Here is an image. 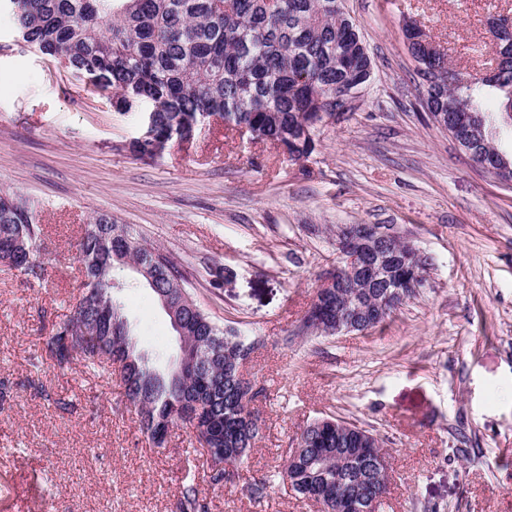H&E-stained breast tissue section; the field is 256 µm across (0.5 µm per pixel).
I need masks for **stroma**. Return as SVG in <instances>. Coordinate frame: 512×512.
<instances>
[{"mask_svg":"<svg viewBox=\"0 0 512 512\" xmlns=\"http://www.w3.org/2000/svg\"><path fill=\"white\" fill-rule=\"evenodd\" d=\"M373 61L361 104L308 158L201 123L189 146L138 158L139 109L16 46L0 14V192L44 233L43 281L0 266V512H176L195 480L211 512H317L275 481L314 419L373 430L391 456L381 512H512V188L476 166L427 112L402 35L413 17L449 61L492 71L489 28L512 0H342ZM129 225L187 275L222 326L260 339L248 368L262 432L222 488L190 429L154 447L118 371L45 353L80 293L76 243L97 214ZM340 224L398 228L429 259L426 283L383 326L301 336ZM112 278L138 351L176 353L169 320L132 272Z\"/></svg>","mask_w":512,"mask_h":512,"instance_id":"1","label":"stroma"}]
</instances>
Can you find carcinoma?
Instances as JSON below:
<instances>
[{
	"label": "carcinoma",
	"instance_id": "cac0c4a2",
	"mask_svg": "<svg viewBox=\"0 0 512 512\" xmlns=\"http://www.w3.org/2000/svg\"><path fill=\"white\" fill-rule=\"evenodd\" d=\"M7 2L22 46L75 74L97 73L103 91L114 92L122 109L147 105L141 113L144 135L130 146L141 157H155L149 133L188 136L208 113L231 129L247 126L259 140L286 147L292 159H306L316 148L319 114L366 65L357 25L336 10V0H227L225 7L216 0ZM492 35L499 40L497 70L468 84L442 52L426 50L404 28L426 85L427 110L467 118L479 152L512 166V152L500 138L502 125L512 129V37ZM42 231L25 201L0 194L1 265L42 279L45 267L36 259ZM77 251L82 294L70 318L53 325L48 357L59 365L79 357L118 368L126 400L151 442L161 448L170 427H191L195 442L207 445L210 483L222 484L226 469L242 464L260 435V418L251 408L257 392L236 377V365L260 341L218 326L193 298L175 261L108 215L88 224ZM120 266L131 268L157 301H169L184 345L214 355L208 370L189 364L161 373L137 351L127 352L131 330L113 295L112 269ZM405 275L398 262L383 281L361 287L345 279L339 291L350 305L364 307L382 290L399 287ZM323 314L315 333L332 336L335 299L327 298ZM66 337L72 342L67 357L60 351ZM304 439L306 448L289 451L279 473L297 497L319 512H336L338 496L383 504L390 487L377 465L380 449L357 456L345 451L349 444L337 441L334 416L310 423ZM177 512H209L194 482L183 485Z\"/></svg>",
	"mask_w": 512,
	"mask_h": 512
}]
</instances>
